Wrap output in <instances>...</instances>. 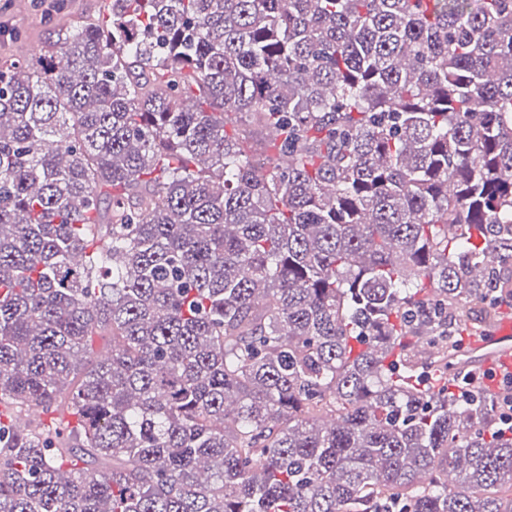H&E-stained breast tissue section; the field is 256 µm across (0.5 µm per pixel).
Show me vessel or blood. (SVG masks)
Segmentation results:
<instances>
[{"label": "vessel or blood", "mask_w": 512, "mask_h": 512, "mask_svg": "<svg viewBox=\"0 0 512 512\" xmlns=\"http://www.w3.org/2000/svg\"><path fill=\"white\" fill-rule=\"evenodd\" d=\"M457 368L487 367L512 372V318H502L494 329L470 337L466 349L454 355Z\"/></svg>", "instance_id": "obj_1"}]
</instances>
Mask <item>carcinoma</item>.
<instances>
[{
    "instance_id": "obj_1",
    "label": "carcinoma",
    "mask_w": 512,
    "mask_h": 512,
    "mask_svg": "<svg viewBox=\"0 0 512 512\" xmlns=\"http://www.w3.org/2000/svg\"><path fill=\"white\" fill-rule=\"evenodd\" d=\"M104 9L0 59V512H512L404 343L512 297V0Z\"/></svg>"
}]
</instances>
